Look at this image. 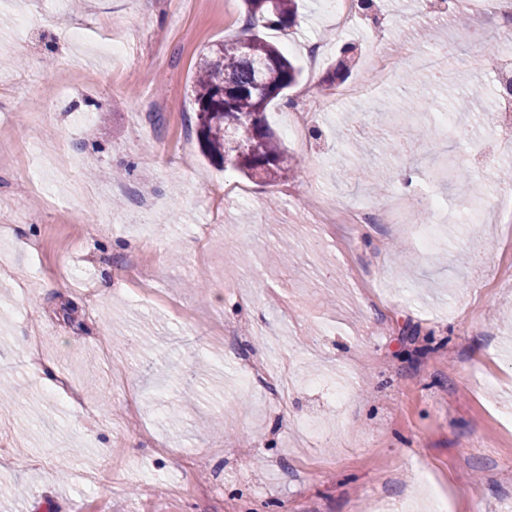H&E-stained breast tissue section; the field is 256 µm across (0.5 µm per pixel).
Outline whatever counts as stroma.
Instances as JSON below:
<instances>
[{
  "instance_id": "stroma-1",
  "label": "stroma",
  "mask_w": 512,
  "mask_h": 512,
  "mask_svg": "<svg viewBox=\"0 0 512 512\" xmlns=\"http://www.w3.org/2000/svg\"><path fill=\"white\" fill-rule=\"evenodd\" d=\"M374 4L348 32L325 0L260 29L302 69L266 110L293 165L268 184L212 164L196 135L198 58L240 37V0H0V377L20 387L0 408V512L512 505V223L488 206L427 251L414 209L396 224L389 207L431 195L452 215L499 194L512 57L483 0L463 25L442 0ZM348 43V76L327 82ZM405 45L447 50V79ZM379 56L393 78L342 99ZM306 87L319 103L288 135ZM407 96L436 129L406 161L386 143ZM448 158L467 182L434 180ZM354 206L377 222L345 224ZM254 360L287 379L243 386Z\"/></svg>"
}]
</instances>
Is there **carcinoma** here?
I'll return each instance as SVG.
<instances>
[{"mask_svg": "<svg viewBox=\"0 0 512 512\" xmlns=\"http://www.w3.org/2000/svg\"><path fill=\"white\" fill-rule=\"evenodd\" d=\"M248 35L209 46L197 63L196 134L212 162L248 178H288V154L264 121L270 102L295 85L300 69L253 29L295 25L296 0H243Z\"/></svg>", "mask_w": 512, "mask_h": 512, "instance_id": "obj_1", "label": "carcinoma"}]
</instances>
